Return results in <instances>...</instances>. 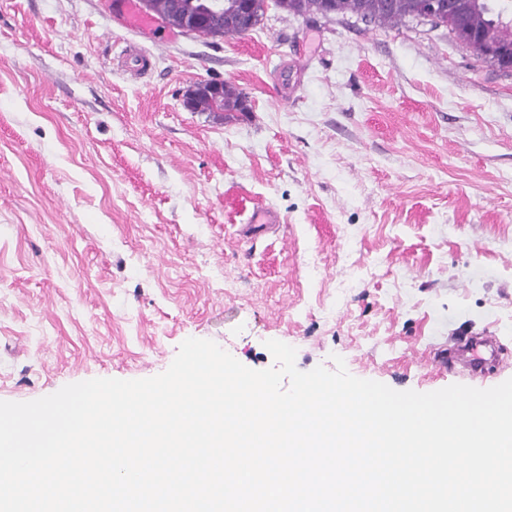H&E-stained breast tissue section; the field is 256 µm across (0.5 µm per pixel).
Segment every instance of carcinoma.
<instances>
[{"label": "carcinoma", "instance_id": "carcinoma-1", "mask_svg": "<svg viewBox=\"0 0 512 512\" xmlns=\"http://www.w3.org/2000/svg\"><path fill=\"white\" fill-rule=\"evenodd\" d=\"M268 0H245L247 17L243 29L229 28L226 37H239L248 29L260 25L267 9ZM456 7L448 10V0H440L430 23L445 26L456 40L469 38L474 42L473 50L481 53L483 45L494 44L512 49V20L505 22L493 14L489 0H455ZM282 11L293 16L320 14L344 15L351 13L364 21L384 24H398L406 19H418L421 14V0H274ZM221 108L226 112H243L246 109L245 95L230 84L224 85Z\"/></svg>", "mask_w": 512, "mask_h": 512}]
</instances>
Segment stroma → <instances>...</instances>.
Wrapping results in <instances>:
<instances>
[{"instance_id": "stroma-1", "label": "stroma", "mask_w": 512, "mask_h": 512, "mask_svg": "<svg viewBox=\"0 0 512 512\" xmlns=\"http://www.w3.org/2000/svg\"><path fill=\"white\" fill-rule=\"evenodd\" d=\"M119 2L0 0V401L156 376L190 337L398 391L512 378L423 366L470 332L512 357V73L421 20L271 6L212 38ZM203 80L246 111L189 109ZM155 15L145 11L136 0H128L122 16V25L131 31H144L154 26ZM245 12L247 17V24L243 29L229 28L224 30L225 37H239L246 35L249 28L253 31L258 25H260L267 9L268 0H246ZM278 216L268 208H259L252 212L246 229L250 236L264 234L271 224H279Z\"/></svg>"}]
</instances>
